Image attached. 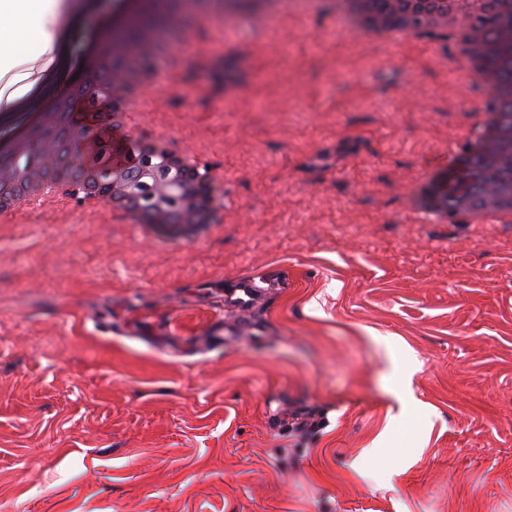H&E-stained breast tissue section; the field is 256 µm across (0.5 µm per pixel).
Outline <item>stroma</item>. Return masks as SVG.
I'll use <instances>...</instances> for the list:
<instances>
[{
  "label": "stroma",
  "instance_id": "stroma-1",
  "mask_svg": "<svg viewBox=\"0 0 512 512\" xmlns=\"http://www.w3.org/2000/svg\"><path fill=\"white\" fill-rule=\"evenodd\" d=\"M158 28L133 125L214 170L223 222L0 223V512H512V232L414 223L408 192L485 102L451 35L388 45L325 0ZM263 277L240 275L233 279L232 290L228 295L229 304L238 311L252 309L265 296L270 284L264 282ZM267 285V287L263 286Z\"/></svg>",
  "mask_w": 512,
  "mask_h": 512
}]
</instances>
